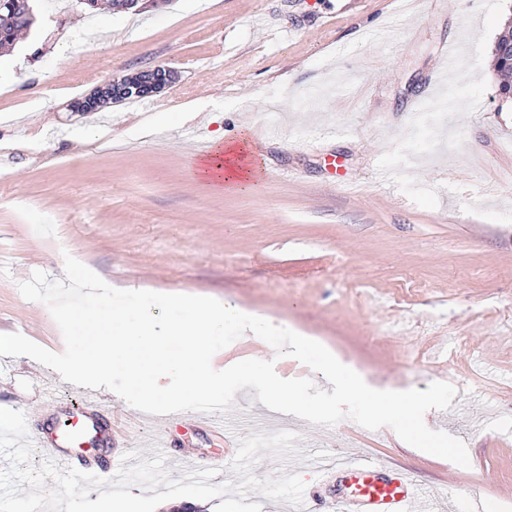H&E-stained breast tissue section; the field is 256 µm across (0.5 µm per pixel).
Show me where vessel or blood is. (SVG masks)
I'll list each match as a JSON object with an SVG mask.
<instances>
[{
    "mask_svg": "<svg viewBox=\"0 0 512 512\" xmlns=\"http://www.w3.org/2000/svg\"><path fill=\"white\" fill-rule=\"evenodd\" d=\"M467 44L468 30L462 24L456 40L449 43L443 53L427 95L417 111L409 113V128H417L427 112H458V104L449 98L443 77L462 57ZM44 400L48 407H63L67 417L65 424L54 426L48 435L38 440L44 460L93 474L118 471L121 453L98 450L103 438H115L116 430L113 424L103 423L95 410V399L83 398L63 404L49 388L44 392ZM313 469L323 474L324 489L335 496L340 512H412L422 496L412 472L371 457L336 461L321 458L314 461Z\"/></svg>",
    "mask_w": 512,
    "mask_h": 512,
    "instance_id": "obj_1",
    "label": "vessel or blood"
}]
</instances>
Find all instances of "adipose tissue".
<instances>
[{"label":"adipose tissue","instance_id":"ef3b65f1","mask_svg":"<svg viewBox=\"0 0 512 512\" xmlns=\"http://www.w3.org/2000/svg\"><path fill=\"white\" fill-rule=\"evenodd\" d=\"M237 156V150L225 144L223 138H214L212 152L197 163L195 174L217 191L254 187L259 180L258 166H242Z\"/></svg>","mask_w":512,"mask_h":512}]
</instances>
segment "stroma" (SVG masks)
<instances>
[{
  "label": "stroma",
  "instance_id": "35a3bbf8",
  "mask_svg": "<svg viewBox=\"0 0 512 512\" xmlns=\"http://www.w3.org/2000/svg\"><path fill=\"white\" fill-rule=\"evenodd\" d=\"M34 10L35 26L0 50V323L63 349L48 306L18 284L36 271L62 279L68 254L118 289L232 297L371 385L452 384L451 408L425 423L463 440L470 459L455 465L388 427L317 426L245 388L226 413L231 432L291 431L304 452H262L257 478L301 469L317 512H336L305 456L376 455L418 471L452 512L474 483L490 512H512V103L496 93L492 55L512 0H173L111 16L81 0H35ZM462 14L473 36L447 85L464 110L408 134L406 114ZM157 65L178 74L161 93L71 111L99 83ZM268 127L281 138H265ZM244 131L263 162L257 192H218L195 177L199 142ZM315 140L360 192L337 185L308 147ZM252 358L327 386L254 337L213 360ZM48 383L64 401L84 393L29 357L0 356V408L22 411L34 441ZM95 397L153 459L154 416L109 391ZM171 428L200 466L221 446L196 413L174 414Z\"/></svg>",
  "mask_w": 512,
  "mask_h": 512
}]
</instances>
